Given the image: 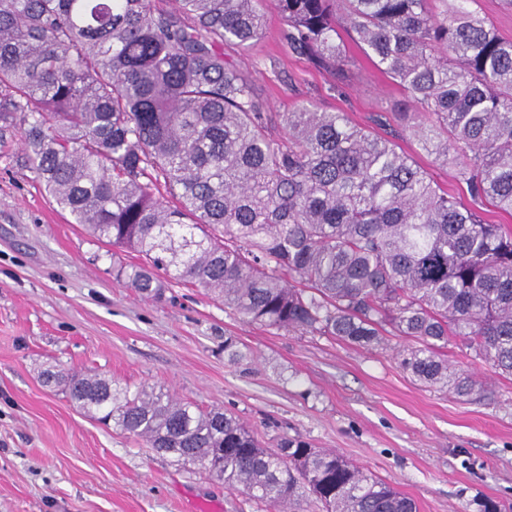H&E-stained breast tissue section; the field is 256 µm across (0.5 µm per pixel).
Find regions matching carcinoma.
Returning <instances> with one entry per match:
<instances>
[{"label":"carcinoma","mask_w":512,"mask_h":512,"mask_svg":"<svg viewBox=\"0 0 512 512\" xmlns=\"http://www.w3.org/2000/svg\"><path fill=\"white\" fill-rule=\"evenodd\" d=\"M0 0V139L98 241L139 253L113 269L143 297L156 272L198 285L244 322L370 346L411 341L419 382L475 392L440 350L465 339L512 375V39L478 0H271L284 49L341 74L338 27L407 93L419 149L466 185L468 208L392 140L341 111L278 119L224 62L264 30L263 0ZM87 416L224 485L293 512H416L413 500L331 451L264 448L221 408L203 411L98 374L41 371Z\"/></svg>","instance_id":"1"}]
</instances>
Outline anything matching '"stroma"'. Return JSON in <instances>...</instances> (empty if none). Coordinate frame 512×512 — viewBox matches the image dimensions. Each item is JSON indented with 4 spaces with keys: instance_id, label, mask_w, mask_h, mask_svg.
Instances as JSON below:
<instances>
[{
    "instance_id": "stroma-1",
    "label": "stroma",
    "mask_w": 512,
    "mask_h": 512,
    "mask_svg": "<svg viewBox=\"0 0 512 512\" xmlns=\"http://www.w3.org/2000/svg\"><path fill=\"white\" fill-rule=\"evenodd\" d=\"M282 17L265 10L251 46L224 58L267 111L342 110L391 139L460 200L453 168L419 152L398 114L406 92L342 32L347 79L283 52ZM137 253L94 240L29 168L19 133L0 142V512H265L200 466H176L87 417L43 384L49 365L164 389L232 411L267 447L280 437L336 451L414 500L417 512H512V376L461 339L443 354L479 381L459 397L403 369L407 339L361 347L332 336L241 322L204 289L169 283L139 296L112 268ZM241 359L229 360L225 339Z\"/></svg>"
}]
</instances>
